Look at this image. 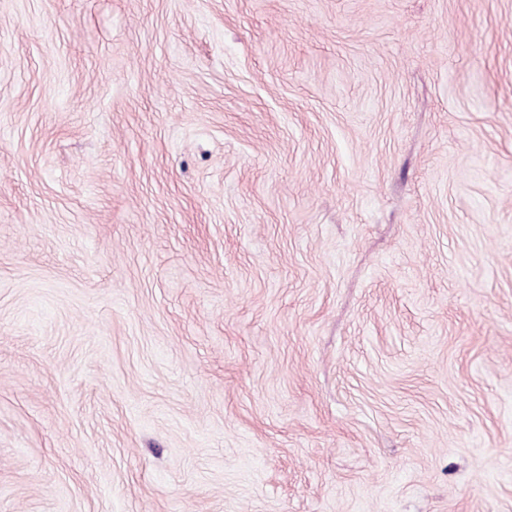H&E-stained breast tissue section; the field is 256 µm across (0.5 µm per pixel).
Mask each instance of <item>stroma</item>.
<instances>
[{
  "label": "stroma",
  "mask_w": 512,
  "mask_h": 512,
  "mask_svg": "<svg viewBox=\"0 0 512 512\" xmlns=\"http://www.w3.org/2000/svg\"><path fill=\"white\" fill-rule=\"evenodd\" d=\"M0 512H512V0H0Z\"/></svg>",
  "instance_id": "1"
}]
</instances>
